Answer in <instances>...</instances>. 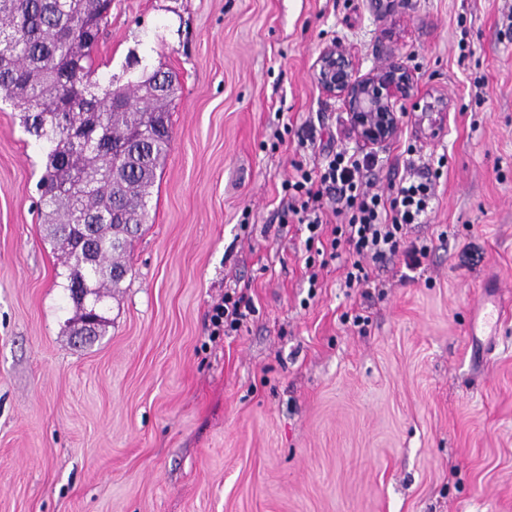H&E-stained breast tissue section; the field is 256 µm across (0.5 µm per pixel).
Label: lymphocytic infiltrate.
<instances>
[{"instance_id": "f902f5d3", "label": "lymphocytic infiltrate", "mask_w": 512, "mask_h": 512, "mask_svg": "<svg viewBox=\"0 0 512 512\" xmlns=\"http://www.w3.org/2000/svg\"><path fill=\"white\" fill-rule=\"evenodd\" d=\"M376 163L370 153L331 150L322 162L296 164L281 185L278 206L281 223L294 218L306 226V242L314 249L305 259L310 284L318 282L317 268L339 259L346 287L367 301L381 286L375 269L388 260L401 259L410 270L421 268L430 248L413 236L412 228L428 222L435 199L430 168L421 159H408L404 175L386 196L371 190ZM332 215L338 216V224H329ZM254 311L253 298L245 291L225 293L211 307V336L238 331Z\"/></svg>"}]
</instances>
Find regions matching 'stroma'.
Wrapping results in <instances>:
<instances>
[{"mask_svg": "<svg viewBox=\"0 0 512 512\" xmlns=\"http://www.w3.org/2000/svg\"><path fill=\"white\" fill-rule=\"evenodd\" d=\"M512 0H112L100 73L142 29L175 72L172 148L133 267L79 347L67 272L46 236L43 157L0 100V512H512ZM340 41L360 71L406 58L419 96L378 148L380 191L408 148L436 175L414 233L431 252L362 302L306 234L278 225L283 180L357 152L312 65ZM320 144L300 147L309 128ZM496 286L483 359L468 324ZM257 314L209 336L213 301ZM368 317L365 329L354 316Z\"/></svg>", "mask_w": 512, "mask_h": 512, "instance_id": "obj_1", "label": "stroma"}]
</instances>
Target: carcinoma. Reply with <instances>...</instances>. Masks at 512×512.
<instances>
[{
	"label": "carcinoma",
	"mask_w": 512,
	"mask_h": 512,
	"mask_svg": "<svg viewBox=\"0 0 512 512\" xmlns=\"http://www.w3.org/2000/svg\"><path fill=\"white\" fill-rule=\"evenodd\" d=\"M112 0H0V98L45 158L39 190L47 235L69 293L96 306L122 287L127 249L148 223V197L171 147L174 76L134 56L126 81L100 75L94 53ZM74 334L92 342L76 308Z\"/></svg>",
	"instance_id": "1"
}]
</instances>
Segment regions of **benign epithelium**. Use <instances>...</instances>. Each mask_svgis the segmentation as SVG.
<instances>
[{
    "instance_id": "obj_1",
    "label": "benign epithelium",
    "mask_w": 512,
    "mask_h": 512,
    "mask_svg": "<svg viewBox=\"0 0 512 512\" xmlns=\"http://www.w3.org/2000/svg\"><path fill=\"white\" fill-rule=\"evenodd\" d=\"M313 76L325 95L341 102L348 129L364 150L382 147L397 136L399 112L415 98L416 79L403 61L392 59L362 74L338 41L320 50Z\"/></svg>"
}]
</instances>
